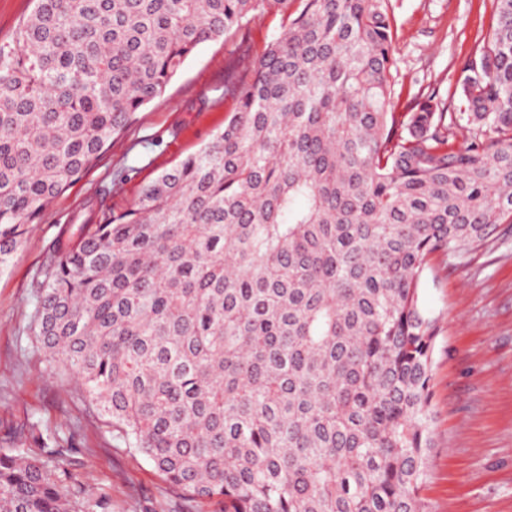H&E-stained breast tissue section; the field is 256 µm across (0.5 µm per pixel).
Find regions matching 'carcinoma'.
Returning <instances> with one entry per match:
<instances>
[{"instance_id":"cac0c4a2","label":"carcinoma","mask_w":512,"mask_h":512,"mask_svg":"<svg viewBox=\"0 0 512 512\" xmlns=\"http://www.w3.org/2000/svg\"><path fill=\"white\" fill-rule=\"evenodd\" d=\"M33 2L0 43V268L201 43L280 29L224 66L223 130L55 242L30 326L49 366L189 501L426 512L421 283L512 223V0L461 64L457 112L391 111L390 0ZM99 509L65 459L0 448V512ZM276 24L277 21H271V18L260 17L251 25L248 38V44L251 45V51L245 57L246 63H253L256 52L261 49L265 40L271 36Z\"/></svg>"}]
</instances>
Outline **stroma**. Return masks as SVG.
<instances>
[{
  "label": "stroma",
  "mask_w": 512,
  "mask_h": 512,
  "mask_svg": "<svg viewBox=\"0 0 512 512\" xmlns=\"http://www.w3.org/2000/svg\"><path fill=\"white\" fill-rule=\"evenodd\" d=\"M391 52L405 98L451 92L464 59L488 30L496 0H393ZM239 40L207 41L186 60L161 97L55 197L0 269V447L27 438L29 421L74 432L72 468L88 474L106 512H220L214 502L173 493L143 456L116 447L112 430L82 399L78 381L50 368L29 325L40 269L73 224L132 208L141 187L203 147L234 107L224 95V64ZM421 304L436 318L431 383L434 439L427 512H512V224L500 225L465 259L433 258Z\"/></svg>",
  "instance_id": "stroma-1"
}]
</instances>
